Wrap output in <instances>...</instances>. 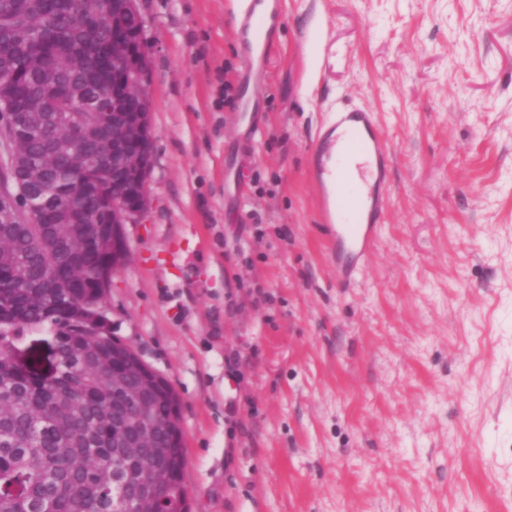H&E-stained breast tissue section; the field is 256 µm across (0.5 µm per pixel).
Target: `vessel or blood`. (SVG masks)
<instances>
[{
    "mask_svg": "<svg viewBox=\"0 0 512 512\" xmlns=\"http://www.w3.org/2000/svg\"><path fill=\"white\" fill-rule=\"evenodd\" d=\"M239 16L250 65L266 64L272 26L255 14L251 0H240ZM392 156L372 113L362 108L336 110L319 136L313 164L332 175L319 183V219L338 285H351L374 249L392 186Z\"/></svg>",
    "mask_w": 512,
    "mask_h": 512,
    "instance_id": "1",
    "label": "vessel or blood"
}]
</instances>
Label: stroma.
Segmentation results:
<instances>
[{"mask_svg":"<svg viewBox=\"0 0 512 512\" xmlns=\"http://www.w3.org/2000/svg\"><path fill=\"white\" fill-rule=\"evenodd\" d=\"M282 9L260 73L237 0H141L154 205L106 315L180 398L190 512H512V0ZM345 105L393 186L341 288L311 155Z\"/></svg>","mask_w":512,"mask_h":512,"instance_id":"obj_1","label":"stroma"}]
</instances>
